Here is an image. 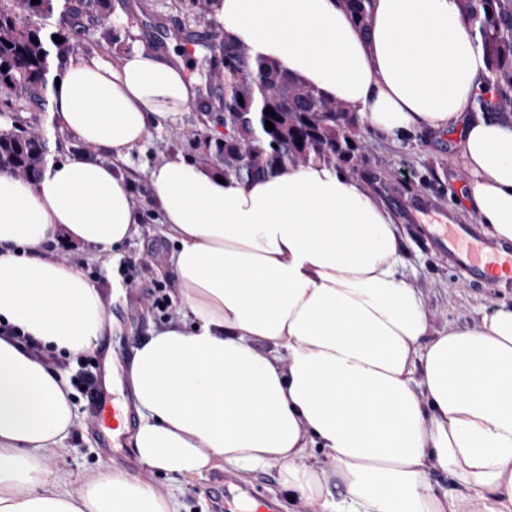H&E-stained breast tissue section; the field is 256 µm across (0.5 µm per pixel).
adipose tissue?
<instances>
[{
	"mask_svg": "<svg viewBox=\"0 0 512 512\" xmlns=\"http://www.w3.org/2000/svg\"><path fill=\"white\" fill-rule=\"evenodd\" d=\"M214 13L226 38L382 136L460 130L471 207L512 241V122L473 112L486 62L456 0H373L364 29L348 0H218ZM196 96L175 57L77 54L50 112L78 150L33 183L0 172V323L20 332L0 335V512H179L118 468L76 493L51 479L73 389L28 344L73 356L111 325L109 302L55 246L103 254L131 237L130 184L100 155L127 157ZM149 180L183 313L128 368L142 469L275 468L308 512H512V309L434 329L398 275V225L337 168L243 183L176 156Z\"/></svg>",
	"mask_w": 512,
	"mask_h": 512,
	"instance_id": "adipose-tissue-1",
	"label": "adipose tissue"
}]
</instances>
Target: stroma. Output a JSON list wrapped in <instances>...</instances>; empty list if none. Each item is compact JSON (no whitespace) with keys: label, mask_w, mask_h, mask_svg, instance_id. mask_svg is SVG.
<instances>
[{"label":"stroma","mask_w":512,"mask_h":512,"mask_svg":"<svg viewBox=\"0 0 512 512\" xmlns=\"http://www.w3.org/2000/svg\"><path fill=\"white\" fill-rule=\"evenodd\" d=\"M106 6L113 25L86 31L84 51L118 56L138 46L163 53L174 48L182 52L186 67H193L196 57L186 53L179 38L188 33L204 38L205 32L197 24V14L205 7L203 0H107ZM221 94V88L211 87L207 97L195 100L188 111L152 125L148 137L131 149L126 159L116 162L111 155H104V162H116L127 176L133 203L142 215L130 239L104 254L67 242L57 245L61 257L83 264L91 281L112 297V332L101 337L95 348L97 354H106L115 347L124 360H131L154 330L180 316L168 263L175 243L156 212L148 176L152 167L171 156L179 154L194 160L214 153L210 132L222 125L224 118L212 111L208 102ZM15 124L42 133L48 141L47 160L63 158L78 147L73 137L59 132L49 111L15 112L0 103V126ZM363 136L369 150L353 177L389 209L398 224L404 258L400 275L422 293L425 312L434 328L472 326L484 314L511 308L512 284L465 275L438 253L419 225L409 222L404 213L407 202L425 196L438 208L455 211L460 223H476L465 201L470 175L460 162L457 135L417 130L396 140L367 129ZM127 268L135 279L130 288L123 282ZM160 294L166 298L162 310L154 305ZM75 406L79 422L50 466L53 477L75 492L85 474L109 463L140 473L132 449L113 453L108 459L103 457L84 394H76ZM224 475V470L213 469L189 479L158 473L152 480L179 500L181 512H215L224 500Z\"/></svg>","instance_id":"1"}]
</instances>
